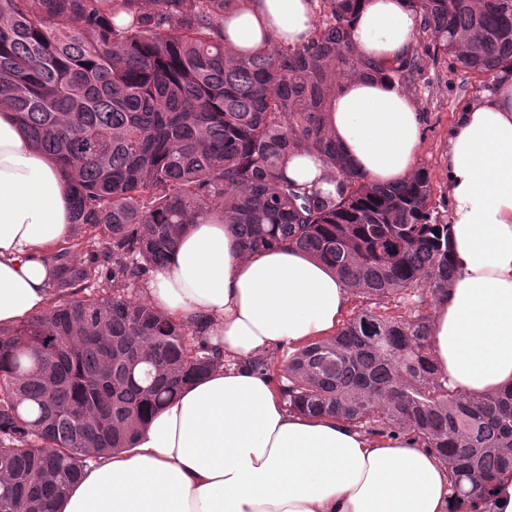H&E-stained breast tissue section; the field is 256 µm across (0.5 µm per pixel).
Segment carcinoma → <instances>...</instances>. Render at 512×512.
I'll use <instances>...</instances> for the list:
<instances>
[{
	"label": "carcinoma",
	"mask_w": 512,
	"mask_h": 512,
	"mask_svg": "<svg viewBox=\"0 0 512 512\" xmlns=\"http://www.w3.org/2000/svg\"><path fill=\"white\" fill-rule=\"evenodd\" d=\"M236 2L0 0V106L67 172L83 228L57 255L56 302L0 326V512H53L91 458L133 447L213 368L198 331L128 292L210 215L237 226L245 254L303 251L394 306L291 355L279 375L289 407L421 438L448 464L455 503L490 512V490L512 475V387H448L431 317L403 313L454 278L430 177L367 181L328 109L343 82L403 84L426 57L485 81L512 69V0H411L429 43L389 65L354 51L356 0H316L304 44L237 55L224 46ZM293 152L319 154L337 195L288 179Z\"/></svg>",
	"instance_id": "obj_1"
}]
</instances>
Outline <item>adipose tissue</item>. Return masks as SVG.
Here are the masks:
<instances>
[{
	"label": "adipose tissue",
	"instance_id": "obj_1",
	"mask_svg": "<svg viewBox=\"0 0 512 512\" xmlns=\"http://www.w3.org/2000/svg\"><path fill=\"white\" fill-rule=\"evenodd\" d=\"M310 0H245L224 23L243 53L307 40ZM410 0H361L350 39L384 64L414 47ZM329 127L368 180L415 170L422 114L399 84L346 82ZM449 254L456 278L436 300L431 356L449 385L481 397L512 385V73L457 113L446 153ZM287 175L335 192L313 154ZM72 236L68 179L0 108V325L48 308L50 250ZM172 320L197 328L216 366L161 406L131 450L91 462L54 512H448V468L410 435H372L342 418L288 407L254 369L273 351L334 335L350 304L328 266L291 248L243 254L233 225L208 217L182 236L145 288Z\"/></svg>",
	"mask_w": 512,
	"mask_h": 512
}]
</instances>
